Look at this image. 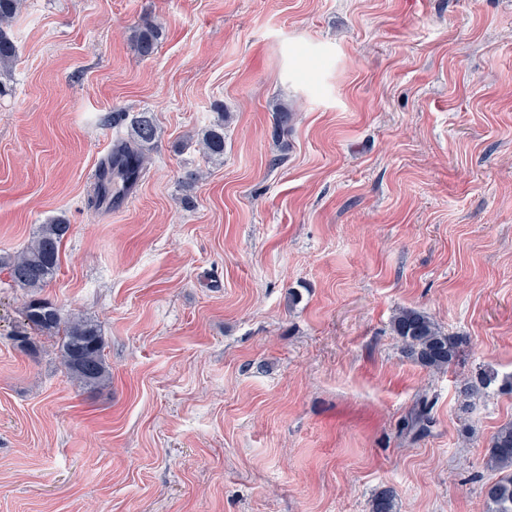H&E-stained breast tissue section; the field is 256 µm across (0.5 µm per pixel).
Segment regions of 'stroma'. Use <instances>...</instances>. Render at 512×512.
<instances>
[{"label": "stroma", "instance_id": "stroma-1", "mask_svg": "<svg viewBox=\"0 0 512 512\" xmlns=\"http://www.w3.org/2000/svg\"><path fill=\"white\" fill-rule=\"evenodd\" d=\"M12 35L0 253L70 224L42 296L98 322L111 379L79 387L57 338L18 347L29 297L0 269V512H369L385 489L488 512L512 421V0H24ZM116 110L160 139L101 212ZM402 308L462 338L448 369L405 357ZM159 36V28L146 21L135 35L138 54L142 57H150L153 55L157 47ZM229 118V115L221 113L212 124L202 130L199 143L208 156L224 157V123Z\"/></svg>", "mask_w": 512, "mask_h": 512}]
</instances>
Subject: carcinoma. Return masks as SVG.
I'll return each mask as SVG.
<instances>
[{
  "mask_svg": "<svg viewBox=\"0 0 512 512\" xmlns=\"http://www.w3.org/2000/svg\"><path fill=\"white\" fill-rule=\"evenodd\" d=\"M20 7L21 0H0V97L10 92L8 79L16 56L10 29ZM159 36L156 25L144 23L135 35L138 54L153 55ZM228 119L229 115L222 113L202 130L200 145L208 156L224 157V123ZM158 139L153 114L134 115L126 137L113 143L112 153L102 162L88 205L94 209L110 208L129 195L144 175ZM69 231L70 224L63 218L38 225L29 245L13 255L0 256V268L8 270L15 286L33 293L41 290L57 275L61 245ZM25 318L30 328L46 336L60 337L62 364L81 385L95 389L109 381L104 341L97 322L79 315L65 320L53 303L42 299L28 303ZM391 327L402 341L405 354L429 371L447 369L457 356L460 338L443 333L424 311L403 308L393 316ZM486 466L500 474L484 491L488 512H512V422L500 426L493 436ZM370 512H397L393 494L383 491L376 495L371 500Z\"/></svg>",
  "mask_w": 512,
  "mask_h": 512,
  "instance_id": "1",
  "label": "carcinoma"
}]
</instances>
